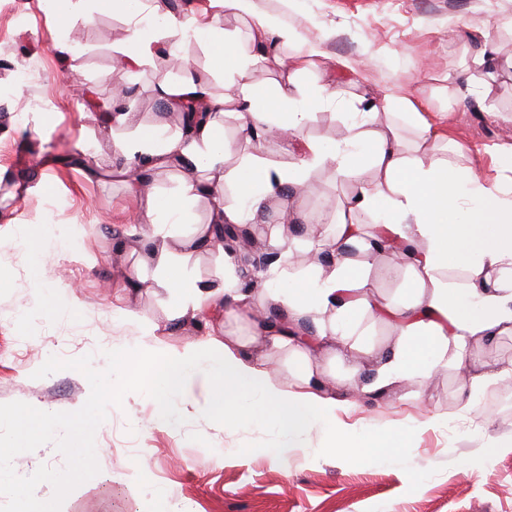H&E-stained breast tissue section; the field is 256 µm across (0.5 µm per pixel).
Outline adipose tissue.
Here are the masks:
<instances>
[{"instance_id": "adipose-tissue-1", "label": "adipose tissue", "mask_w": 512, "mask_h": 512, "mask_svg": "<svg viewBox=\"0 0 512 512\" xmlns=\"http://www.w3.org/2000/svg\"><path fill=\"white\" fill-rule=\"evenodd\" d=\"M210 5L219 12L251 16L247 34L226 32L211 19L168 14L159 24L131 22L122 50L120 69L128 72L154 65L165 48L203 31L214 68L233 76L238 88L237 96L227 101L211 98L206 86L190 71L175 83L159 79L157 94L170 107L178 109L190 101L207 105L203 116L164 140L157 126L136 124L133 113L112 112L113 127H137V139L124 144V154L139 158L142 169L171 167L181 178L178 195L142 196L150 247L139 267L132 269L130 286L140 288L144 283L141 270L150 266L154 269V288L167 292L174 301L172 318H197L228 296L245 303L260 324L267 320L272 306L285 309L294 320L312 311H324L334 335L346 336L354 307L367 309L371 302L362 267L344 257H337L335 267L319 273L316 279L302 281L300 288L279 292L246 286L228 258L207 279L189 275L188 262L195 252L213 246V225L246 221L247 213L239 211L235 202L225 201L226 183H235L237 196L249 200L251 212H259L274 201L287 221L294 208L287 187L297 183L300 171L330 162L337 174L345 177L370 165L377 174L361 185L352 210L375 213L380 204H387L383 227L402 238L427 244L426 250L401 257L414 273L410 288L413 302L392 313L398 333L381 369L380 383H388L397 371L409 375L434 370L449 338L492 336L511 324L512 225L504 224L503 216L512 214V201H505L496 186L476 177L469 180V192H462L458 174L430 150V130L422 131L412 156L391 128L378 133L370 150H356L363 132L360 124L354 123L346 129L340 152L326 154L308 141L297 167H278L260 154L248 152L236 169L225 170L226 116L237 119L245 142L273 134L286 142L299 137L314 107L335 100L337 91L328 83L316 85L304 106L298 105L290 81L260 92L254 78L257 68H300L306 57L313 55V47L304 45L297 30L282 25L278 18L253 14L252 0H210ZM285 46L292 48V55L282 54ZM201 199L210 202L207 223L193 225L191 233H180V226L190 223L192 203ZM448 263L466 268L474 305H459L453 290L437 278L438 268ZM489 267L502 273L496 282H488L484 274ZM136 364L148 369L161 413L170 398L178 397L225 421L273 420L289 436L330 418V399L278 388L270 381L267 369L245 362L216 337L202 344L191 343L176 354L144 341L128 344L110 369L83 370L90 408L105 409L117 389L132 386L131 371ZM246 395L254 399L248 408L240 404Z\"/></svg>"}]
</instances>
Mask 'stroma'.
<instances>
[{
  "instance_id": "35a3bbf8",
  "label": "stroma",
  "mask_w": 512,
  "mask_h": 512,
  "mask_svg": "<svg viewBox=\"0 0 512 512\" xmlns=\"http://www.w3.org/2000/svg\"><path fill=\"white\" fill-rule=\"evenodd\" d=\"M255 13L278 17L314 46L296 76L299 102L316 83L340 95L316 108L307 139L336 150V132L374 111L370 133L394 126L405 143L422 126L436 133L435 154L457 173L477 174L512 199V0H253ZM148 10L125 0L122 11L95 10L92 0H0V512H50L67 482L81 485L70 512H512V380L471 391L455 348L436 370L395 375L377 386L395 333L389 319L354 314L353 334L312 365L315 391L336 401L335 429L316 424L285 439L268 421L221 422L170 399L167 423L154 417L145 393L123 389L89 424L74 413L89 398L75 367L104 368L106 350L138 339L171 353L207 332L234 342L247 359L267 357L272 382L296 389L293 345L267 351L251 313L232 300L195 322L170 320L167 294L138 291L127 275L145 243L140 197L113 166L114 143L134 129H112L98 118L113 98L115 46L129 14ZM483 66H474L478 56ZM34 72L16 91L19 68ZM191 68L214 98L224 75L204 36L171 48L163 72L125 74V108L139 122L180 129L177 111L156 97L159 77L180 80ZM374 169L349 180L334 167L304 174L297 221L280 225L274 210L258 218L257 250L269 262L254 284L289 288L314 274L317 250L309 218L324 213L333 233L348 200ZM20 224H45L52 247L25 256L13 239ZM374 302H410L412 273L387 253L365 263ZM49 284L38 291L34 281ZM73 296L74 315L48 311L50 293ZM137 309L141 322L126 312ZM471 357L496 369L512 366V329L467 340ZM55 418L33 435L19 433L22 404ZM493 419L484 427L482 413ZM400 432L402 447L366 450L368 440ZM361 447L350 461L332 449L333 433Z\"/></svg>"
}]
</instances>
